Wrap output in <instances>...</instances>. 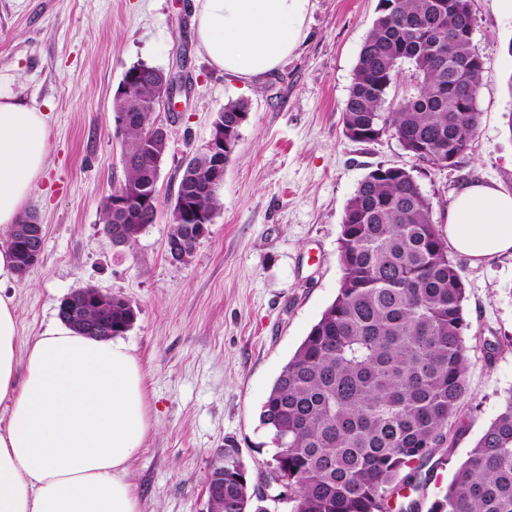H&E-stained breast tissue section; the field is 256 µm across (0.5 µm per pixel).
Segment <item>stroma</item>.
Returning <instances> with one entry per match:
<instances>
[{
  "label": "stroma",
  "instance_id": "1",
  "mask_svg": "<svg viewBox=\"0 0 512 512\" xmlns=\"http://www.w3.org/2000/svg\"><path fill=\"white\" fill-rule=\"evenodd\" d=\"M194 0H0V73L48 115L51 150L28 203L44 229L38 267L0 288L23 340L59 325L60 301L93 286L137 304L122 334L144 371L152 430L130 481L142 512H207L213 456L234 441L256 476L277 448L259 422L282 368L337 296L344 208L376 165L411 167L395 139L343 134L342 107L378 0H311L297 49L249 85L215 70L196 47ZM473 44L485 56L481 125L460 168L419 176L447 222L473 181L512 191V11L472 0ZM181 74L178 107L157 112L169 147L157 183L174 197L187 158L228 101L249 105L219 190L222 207L193 258L175 263L159 217L134 246H114L101 204L124 179L112 100L127 67ZM470 336L500 345L472 352L455 446L424 494L434 498L512 391V255L460 258Z\"/></svg>",
  "mask_w": 512,
  "mask_h": 512
}]
</instances>
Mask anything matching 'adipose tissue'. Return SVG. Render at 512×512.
<instances>
[{
  "instance_id": "obj_1",
  "label": "adipose tissue",
  "mask_w": 512,
  "mask_h": 512,
  "mask_svg": "<svg viewBox=\"0 0 512 512\" xmlns=\"http://www.w3.org/2000/svg\"><path fill=\"white\" fill-rule=\"evenodd\" d=\"M310 0H194V34L216 70L241 83L298 46ZM50 149L46 114L0 77V231L24 217ZM449 247L481 264L512 253V192L462 185L448 210ZM0 512H141L128 462L151 428L143 369L118 339L59 325L22 341L0 296Z\"/></svg>"
}]
</instances>
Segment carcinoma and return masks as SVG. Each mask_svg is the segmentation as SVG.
<instances>
[{
  "mask_svg": "<svg viewBox=\"0 0 512 512\" xmlns=\"http://www.w3.org/2000/svg\"><path fill=\"white\" fill-rule=\"evenodd\" d=\"M471 0H379L342 108L351 141L395 139L417 161L453 159L457 169L481 122L477 107L485 57L473 46ZM458 35L448 53V32ZM409 63V90L389 93ZM226 135L239 139L248 104L224 105ZM125 147L122 185H138L159 200L157 182L168 139L149 140L141 123L114 128ZM202 150L184 166L167 206V241L193 257L198 242L181 208L214 216L220 181L208 178ZM433 201L414 169L379 165L348 200L338 238L339 292L273 383L260 425L282 453L273 458L272 490L290 512H420L406 499L419 490L448 451L467 393L471 347L466 285L448 241L433 218ZM160 206L123 215L102 206L104 229L131 246ZM26 217L8 236L15 268L18 240L35 231ZM131 307L114 296L86 307L90 322L118 336L132 327ZM210 512H249L237 460L224 458V482L209 472ZM427 512H512V394L484 428L450 483Z\"/></svg>",
  "mask_w": 512,
  "mask_h": 512,
  "instance_id": "cac0c4a2",
  "label": "carcinoma"
}]
</instances>
